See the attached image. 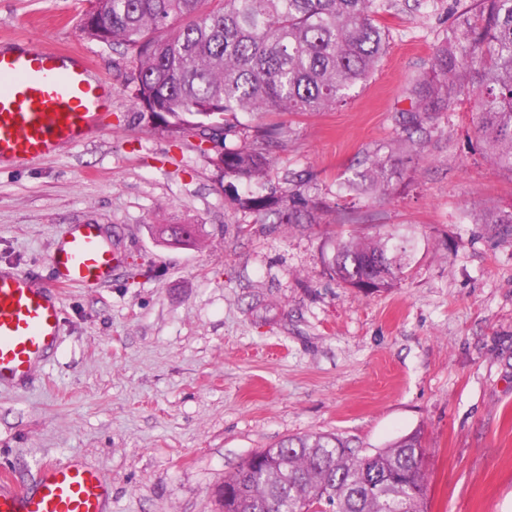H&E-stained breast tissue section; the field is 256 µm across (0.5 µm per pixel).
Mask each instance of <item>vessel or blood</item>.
I'll use <instances>...</instances> for the list:
<instances>
[{"label": "vessel or blood", "mask_w": 512, "mask_h": 512, "mask_svg": "<svg viewBox=\"0 0 512 512\" xmlns=\"http://www.w3.org/2000/svg\"><path fill=\"white\" fill-rule=\"evenodd\" d=\"M92 63L72 49L0 48V167L54 156L84 142L102 124L112 84L92 78ZM54 284L0 270V385L29 382L61 343L63 287L90 288L108 279L117 258L100 229L67 231L50 255ZM109 483L75 465L45 466L35 486L0 477V512H105Z\"/></svg>", "instance_id": "b4317fda"}]
</instances>
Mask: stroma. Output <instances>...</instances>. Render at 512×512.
Instances as JSON below:
<instances>
[{"label":"stroma","instance_id":"1","mask_svg":"<svg viewBox=\"0 0 512 512\" xmlns=\"http://www.w3.org/2000/svg\"><path fill=\"white\" fill-rule=\"evenodd\" d=\"M89 0H0V37L75 49L113 87L105 126L79 146L0 170V267L35 284L66 228L98 225L111 281L62 291V342L32 385L0 388V471L98 470L110 512H214L216 491L281 439L336 433L363 452L421 431L429 512H512V172L477 136L472 97L439 104L437 142L397 144L404 87L477 0H391L386 54L327 112L240 114L282 130L269 174L311 177L318 221L283 228L239 211L194 138L134 100L136 62L84 36ZM378 153L400 173L385 200L342 194ZM348 212L353 223H335ZM200 224L191 248L151 228ZM412 245L409 275L369 294L328 274L330 242L383 232Z\"/></svg>","mask_w":512,"mask_h":512}]
</instances>
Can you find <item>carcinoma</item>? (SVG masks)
Masks as SVG:
<instances>
[{
	"instance_id": "carcinoma-1",
	"label": "carcinoma",
	"mask_w": 512,
	"mask_h": 512,
	"mask_svg": "<svg viewBox=\"0 0 512 512\" xmlns=\"http://www.w3.org/2000/svg\"><path fill=\"white\" fill-rule=\"evenodd\" d=\"M480 21L448 29L429 76L407 89L400 138L422 149L433 137L431 112L442 100L472 92L477 131L491 159L512 172V0H477ZM389 0H92L89 38L120 45L138 62L128 83L149 118L175 137L222 146L224 178L254 183L235 201L244 212L292 227L312 224L321 209L285 172L267 186L266 154L224 147L239 113L325 112L347 102L376 69L388 34L373 15ZM343 193L385 199L394 170L366 155ZM483 224L512 235V212H489ZM410 261L408 241L392 232L334 242L327 271L341 283L389 290ZM421 432L364 453L336 434L288 437L247 458L219 490L221 512H428Z\"/></svg>"
}]
</instances>
